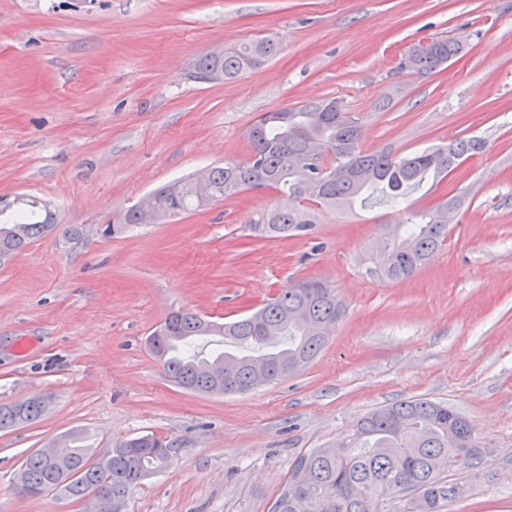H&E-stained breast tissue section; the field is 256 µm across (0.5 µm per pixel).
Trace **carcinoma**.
<instances>
[{"label":"carcinoma","instance_id":"carcinoma-1","mask_svg":"<svg viewBox=\"0 0 512 512\" xmlns=\"http://www.w3.org/2000/svg\"><path fill=\"white\" fill-rule=\"evenodd\" d=\"M446 38L431 41L428 52L412 60L408 70L434 72L459 53ZM280 51L266 37L239 44L222 54L200 58L193 78L210 82L233 79L260 68ZM359 117L336 98H314L260 114L247 131L250 144L245 162L226 161L207 169L210 197L199 195L193 178L177 180L152 192L153 218L133 206L108 220L107 234L130 226L159 224L205 208L245 191L273 189L288 196L289 205L275 204L248 220L260 236H298L312 224L315 206L350 207L355 202L400 206L409 194L442 182L448 174L482 149L477 139H458L414 153L392 149L364 151ZM55 228L53 214L29 198L14 205L13 216L0 221V265ZM449 225L439 208L410 213L382 236L374 252V271L385 279H408L431 261L448 240ZM341 315L334 289L324 282L308 288L302 282L239 319L219 323L191 311L169 313L151 333L149 345L170 380L196 392L210 391L218 364L235 370L238 390L256 385L254 368H267L264 383L286 377L285 365L306 364L322 348ZM204 336H222L239 349L211 358L195 352ZM43 401L0 404V431L36 421ZM173 443L146 434L115 445L108 458L86 465L94 449L79 436L65 439L64 448L81 469L76 479L57 473L38 452L30 453L16 475L22 495L34 489H57L75 500L110 494L124 502L142 481L168 470ZM482 452L474 445L472 423L454 407L426 397L377 407L363 415L350 434L334 448H317L298 456L272 512H379L386 500L409 494L406 512H442L456 498L457 483L450 469H475Z\"/></svg>","mask_w":512,"mask_h":512}]
</instances>
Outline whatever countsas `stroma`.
<instances>
[{
    "label": "stroma",
    "mask_w": 512,
    "mask_h": 512,
    "mask_svg": "<svg viewBox=\"0 0 512 512\" xmlns=\"http://www.w3.org/2000/svg\"><path fill=\"white\" fill-rule=\"evenodd\" d=\"M265 36L281 50L260 69L192 79L200 57ZM436 38L460 53L432 74L402 69ZM321 96L357 114L366 150L483 148L405 209H313L305 236L251 231L278 201L268 191L103 235L153 189L246 161L259 113ZM461 192L433 260L403 281L370 274L383 227ZM20 193L51 201L56 228L0 266V403L47 407L0 432V512H93L15 488L28 454L73 432L101 452L173 441L172 467L123 512H271L296 456L411 397L453 405L483 451L477 473L450 471L465 493L447 512H512V0H0V198ZM303 279L334 288L342 315L292 376L201 394L150 350L169 311L222 323Z\"/></svg>",
    "instance_id": "35a3bbf8"
}]
</instances>
